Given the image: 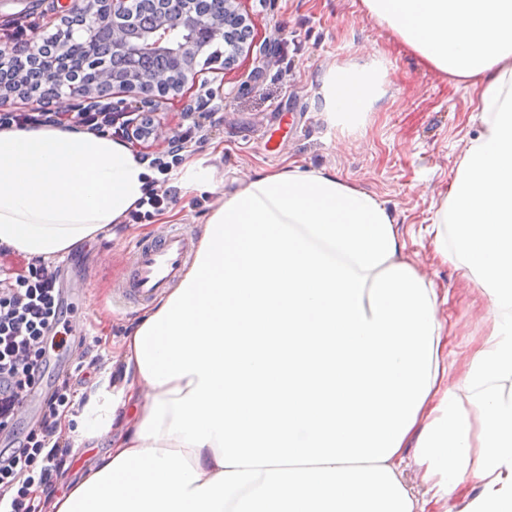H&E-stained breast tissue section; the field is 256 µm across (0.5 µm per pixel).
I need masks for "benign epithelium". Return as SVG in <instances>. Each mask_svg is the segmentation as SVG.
I'll use <instances>...</instances> for the list:
<instances>
[{"label": "benign epithelium", "instance_id": "obj_1", "mask_svg": "<svg viewBox=\"0 0 512 512\" xmlns=\"http://www.w3.org/2000/svg\"><path fill=\"white\" fill-rule=\"evenodd\" d=\"M237 0H224V15L203 13L191 0H153L148 23L139 20L133 0H69L64 14L70 17V37L49 49L29 47L17 65L4 64L0 53V105L15 94L41 102L48 96L65 103L74 99L93 102L107 94L116 99L112 108L129 117L128 132L147 133L143 121L155 114L157 100L184 92L189 77L198 74L199 57L213 42L225 40L234 61L246 42V20ZM107 32L112 53L126 60L120 72L97 54L101 32ZM137 98L133 106L122 99Z\"/></svg>", "mask_w": 512, "mask_h": 512}]
</instances>
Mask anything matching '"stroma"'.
<instances>
[{
  "label": "stroma",
  "instance_id": "1",
  "mask_svg": "<svg viewBox=\"0 0 512 512\" xmlns=\"http://www.w3.org/2000/svg\"><path fill=\"white\" fill-rule=\"evenodd\" d=\"M237 8L251 25L249 48L232 66L217 63L203 71L186 97L161 103L155 116L160 133L128 144L137 155L163 158L172 140L193 131L182 158L216 168L215 193L188 194L166 181L171 201L165 210L112 225L54 259L66 327L76 342L46 373L44 389L74 371L82 353L100 356L104 371L120 353L123 336L144 311L143 304L113 298L130 272L136 243L171 228L198 238L218 195L291 161L336 170L387 201L409 254L418 256L428 277L448 294L440 315L453 325L454 359L463 360L485 334V308L453 268L433 261L432 240L424 232L477 133L474 94L368 18L361 0H239ZM61 9V0H0V50L13 48L14 24L27 17L37 23L34 37L55 32ZM375 51L389 61L392 83L364 129L341 137L319 112L320 78L331 67Z\"/></svg>",
  "mask_w": 512,
  "mask_h": 512
}]
</instances>
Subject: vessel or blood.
Wrapping results in <instances>:
<instances>
[{
    "label": "vessel or blood",
    "instance_id": "obj_1",
    "mask_svg": "<svg viewBox=\"0 0 512 512\" xmlns=\"http://www.w3.org/2000/svg\"><path fill=\"white\" fill-rule=\"evenodd\" d=\"M191 255L192 240L179 228L139 245L133 253L130 277L116 289L118 299L139 303L153 299L180 277Z\"/></svg>",
    "mask_w": 512,
    "mask_h": 512
}]
</instances>
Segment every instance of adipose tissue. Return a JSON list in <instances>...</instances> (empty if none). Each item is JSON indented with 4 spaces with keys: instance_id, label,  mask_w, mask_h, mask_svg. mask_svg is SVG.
<instances>
[{
    "instance_id": "adipose-tissue-1",
    "label": "adipose tissue",
    "mask_w": 512,
    "mask_h": 512,
    "mask_svg": "<svg viewBox=\"0 0 512 512\" xmlns=\"http://www.w3.org/2000/svg\"><path fill=\"white\" fill-rule=\"evenodd\" d=\"M361 3L478 98L428 233L486 302V334L451 376L448 297L376 194L298 164L245 178L124 337L125 381L73 415L76 446L102 453L55 512H512V0ZM388 77L376 53L327 71L329 127L359 131ZM151 175L106 135L0 129V244L79 249Z\"/></svg>"
}]
</instances>
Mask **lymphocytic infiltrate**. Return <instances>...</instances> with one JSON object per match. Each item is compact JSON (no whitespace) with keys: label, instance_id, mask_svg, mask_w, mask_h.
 I'll list each match as a JSON object with an SVG mask.
<instances>
[{"label":"lymphocytic infiltrate","instance_id":"lymphocytic-infiltrate-1","mask_svg":"<svg viewBox=\"0 0 512 512\" xmlns=\"http://www.w3.org/2000/svg\"><path fill=\"white\" fill-rule=\"evenodd\" d=\"M69 115L41 104L30 111L0 112V128L28 130L68 127ZM58 271L40 259L25 270L0 269V433L10 434L27 398L42 384L50 349H65L68 337ZM75 393L70 377L44 398L41 419L23 438L0 448V512H43L36 488L49 485L64 463L69 441L58 435V421L69 412Z\"/></svg>","mask_w":512,"mask_h":512}]
</instances>
